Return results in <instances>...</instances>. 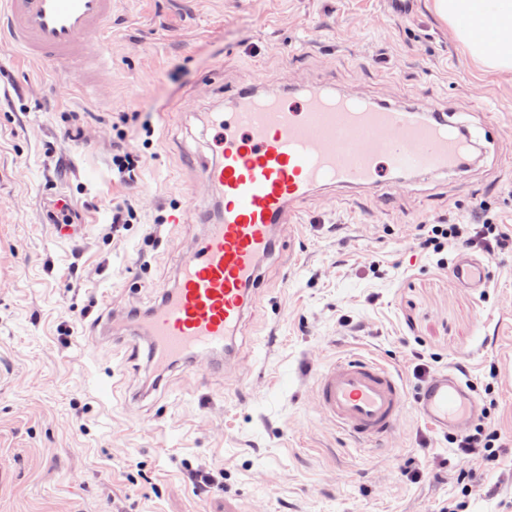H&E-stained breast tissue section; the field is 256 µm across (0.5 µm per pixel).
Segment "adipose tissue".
<instances>
[{
    "mask_svg": "<svg viewBox=\"0 0 512 512\" xmlns=\"http://www.w3.org/2000/svg\"><path fill=\"white\" fill-rule=\"evenodd\" d=\"M468 55L497 71L512 70V0H434Z\"/></svg>",
    "mask_w": 512,
    "mask_h": 512,
    "instance_id": "ef3b65f1",
    "label": "adipose tissue"
}]
</instances>
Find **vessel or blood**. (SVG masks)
<instances>
[{
  "instance_id": "obj_1",
  "label": "vessel or blood",
  "mask_w": 512,
  "mask_h": 512,
  "mask_svg": "<svg viewBox=\"0 0 512 512\" xmlns=\"http://www.w3.org/2000/svg\"><path fill=\"white\" fill-rule=\"evenodd\" d=\"M12 41L60 72L92 71L99 63L86 43L106 30L112 0H0ZM218 164L202 173L223 209L217 223L184 258L177 284L166 291L123 343L148 339L158 365L197 353L223 355L239 336L270 258L288 226L320 186L370 188L396 174L423 172L465 177V149L450 121H423L416 109L372 104L322 91L266 96L240 90L231 111L211 113ZM462 288L487 287V262L457 255L448 268ZM315 406L363 447L380 451L395 434L406 405L430 425L462 430L475 401L456 372L431 374L407 395L382 361L347 355L313 369Z\"/></svg>"
}]
</instances>
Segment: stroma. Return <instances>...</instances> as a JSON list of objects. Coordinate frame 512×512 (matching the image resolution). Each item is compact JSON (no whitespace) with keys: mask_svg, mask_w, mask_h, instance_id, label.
I'll use <instances>...</instances> for the list:
<instances>
[{"mask_svg":"<svg viewBox=\"0 0 512 512\" xmlns=\"http://www.w3.org/2000/svg\"><path fill=\"white\" fill-rule=\"evenodd\" d=\"M87 48L99 68L65 78L0 36V512H439L462 469L465 512H512V254H486L492 278L474 291L448 275L459 245L437 256L413 237L419 224L512 226V73L472 61L433 0L402 13L391 0H112ZM261 76L270 91L454 112L496 137L463 179L317 190L300 245L263 265L236 375L201 383L177 367L145 389L146 360L115 370L99 322L174 286L206 230L194 208L208 187L186 154L214 161L208 113ZM121 126L142 159L129 182L112 170ZM65 199L69 235L51 219ZM122 203L137 218L115 234ZM268 333L259 367L253 342ZM417 350L478 388L497 368V464L458 459L411 406L382 456L317 413L304 364L376 357L412 392Z\"/></svg>","mask_w":512,"mask_h":512,"instance_id":"1","label":"stroma"}]
</instances>
